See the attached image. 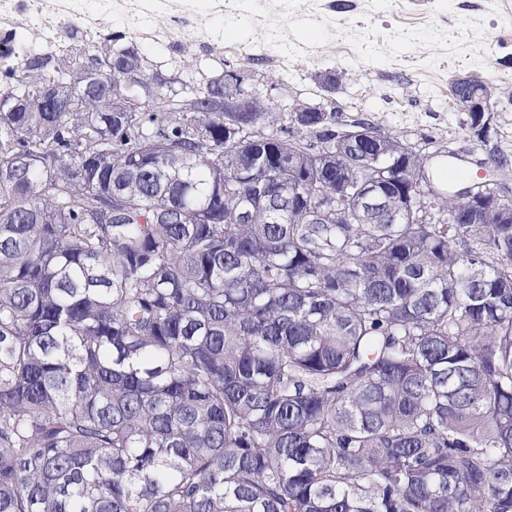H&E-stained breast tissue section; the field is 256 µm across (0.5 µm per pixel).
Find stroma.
<instances>
[{
	"label": "stroma",
	"instance_id": "obj_1",
	"mask_svg": "<svg viewBox=\"0 0 512 512\" xmlns=\"http://www.w3.org/2000/svg\"><path fill=\"white\" fill-rule=\"evenodd\" d=\"M144 18L156 35L186 31L167 47L138 40L164 73L244 72L273 109L297 99L336 108L345 120L367 118L406 143L451 144L477 180L500 150L509 164L498 179L512 197V0H147ZM130 24L101 0H81L58 39L125 35ZM326 74L335 75L334 89L321 84ZM460 75L495 89L490 145L473 140L451 96Z\"/></svg>",
	"mask_w": 512,
	"mask_h": 512
}]
</instances>
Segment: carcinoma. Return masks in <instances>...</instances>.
<instances>
[{
    "mask_svg": "<svg viewBox=\"0 0 512 512\" xmlns=\"http://www.w3.org/2000/svg\"><path fill=\"white\" fill-rule=\"evenodd\" d=\"M148 67L0 70V512H512V216L222 74L121 111ZM426 167L456 223L391 222ZM241 80L234 73L225 74L224 77V112H245L247 109L239 100L236 89ZM359 200V212L356 216L358 220L373 222L384 212L385 199L383 192L376 185H366L362 187Z\"/></svg>",
    "mask_w": 512,
    "mask_h": 512,
    "instance_id": "1",
    "label": "carcinoma"
}]
</instances>
